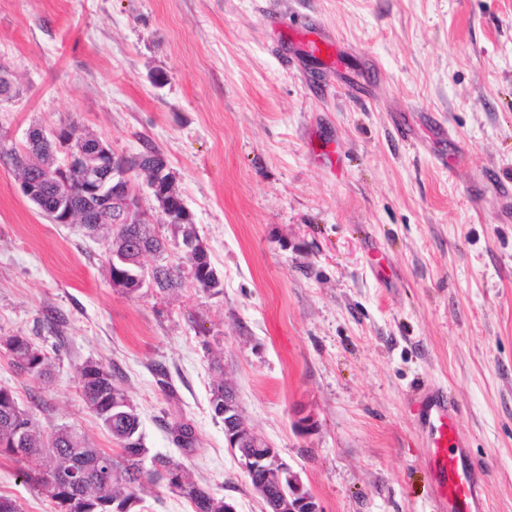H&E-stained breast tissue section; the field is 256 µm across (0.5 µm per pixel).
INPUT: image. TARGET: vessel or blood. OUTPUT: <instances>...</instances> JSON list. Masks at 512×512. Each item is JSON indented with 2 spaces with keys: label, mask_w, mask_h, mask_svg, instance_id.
Listing matches in <instances>:
<instances>
[{
  "label": "vessel or blood",
  "mask_w": 512,
  "mask_h": 512,
  "mask_svg": "<svg viewBox=\"0 0 512 512\" xmlns=\"http://www.w3.org/2000/svg\"><path fill=\"white\" fill-rule=\"evenodd\" d=\"M459 412L446 398L428 405L423 426L431 444L429 475L437 512H488L481 475L467 463V450L458 430Z\"/></svg>",
  "instance_id": "1"
}]
</instances>
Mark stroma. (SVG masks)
<instances>
[{
    "label": "stroma",
    "instance_id": "35a3bbf8",
    "mask_svg": "<svg viewBox=\"0 0 512 512\" xmlns=\"http://www.w3.org/2000/svg\"><path fill=\"white\" fill-rule=\"evenodd\" d=\"M320 33L338 57L302 51ZM0 64L17 84L0 102V337L55 359L46 384L0 348V386L41 429L116 452L78 388L101 363L150 452L263 512L212 416L220 349L323 512H435L426 386L458 405L490 512H512V0H0ZM72 123L120 156L158 148L220 293L113 287L106 243L21 195L7 150ZM0 496L55 510L6 456ZM167 426L172 443L177 448H183L185 451H191L193 448H196L197 436L190 423L174 420L168 423Z\"/></svg>",
    "mask_w": 512,
    "mask_h": 512
}]
</instances>
